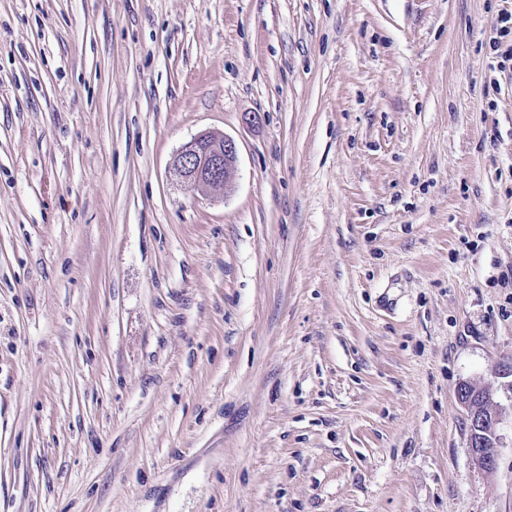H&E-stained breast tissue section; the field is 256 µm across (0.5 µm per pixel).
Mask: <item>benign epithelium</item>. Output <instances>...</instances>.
Listing matches in <instances>:
<instances>
[{
	"label": "benign epithelium",
	"instance_id": "1",
	"mask_svg": "<svg viewBox=\"0 0 512 512\" xmlns=\"http://www.w3.org/2000/svg\"><path fill=\"white\" fill-rule=\"evenodd\" d=\"M237 161L234 139L221 133L205 132L175 154L170 169L187 189L206 188L221 194L234 179ZM457 397L466 412L471 457L480 469L492 472L497 467L496 448L503 408L493 403L488 390L469 383L460 385Z\"/></svg>",
	"mask_w": 512,
	"mask_h": 512
}]
</instances>
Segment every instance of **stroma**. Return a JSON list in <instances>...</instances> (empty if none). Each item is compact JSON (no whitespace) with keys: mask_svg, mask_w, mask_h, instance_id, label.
Returning <instances> with one entry per match:
<instances>
[{"mask_svg":"<svg viewBox=\"0 0 512 512\" xmlns=\"http://www.w3.org/2000/svg\"><path fill=\"white\" fill-rule=\"evenodd\" d=\"M504 9L0 0V512H512ZM496 36L490 41L492 54L496 59L493 69L500 72L512 69V11L502 10L493 23ZM237 161L234 139L221 133L205 132L175 154L170 169L187 189L206 188L221 194L234 179ZM457 397L466 412L468 448L475 464L485 472L497 467L499 426L503 408L492 401V394L469 383L460 385Z\"/></svg>","mask_w":512,"mask_h":512,"instance_id":"1","label":"stroma"}]
</instances>
